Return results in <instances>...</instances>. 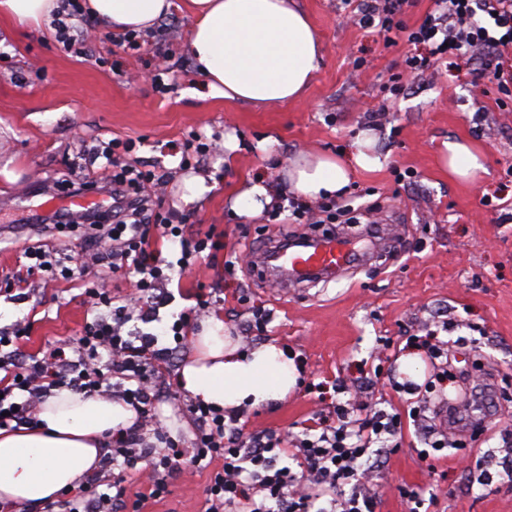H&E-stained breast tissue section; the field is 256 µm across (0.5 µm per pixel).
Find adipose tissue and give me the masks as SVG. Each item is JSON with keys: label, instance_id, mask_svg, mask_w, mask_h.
I'll list each match as a JSON object with an SVG mask.
<instances>
[{"label": "adipose tissue", "instance_id": "obj_1", "mask_svg": "<svg viewBox=\"0 0 512 512\" xmlns=\"http://www.w3.org/2000/svg\"><path fill=\"white\" fill-rule=\"evenodd\" d=\"M104 26L145 31L167 15L171 0H89ZM61 0H0V14L22 27L50 24ZM194 21L186 49L210 94L263 109L298 100L321 60L318 35L295 0H190ZM371 136L357 137L348 161L305 156L287 172L292 190L315 200L345 192L353 171L380 166ZM196 354L179 381L193 397L228 410L285 400L297 368L278 345L238 352L210 319L194 337ZM123 401L54 391L39 405L34 424L0 430V500L37 506L76 488L94 469L112 430L135 424Z\"/></svg>", "mask_w": 512, "mask_h": 512}]
</instances>
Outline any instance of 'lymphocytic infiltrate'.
Segmentation results:
<instances>
[{"label":"lymphocytic infiltrate","instance_id":"1","mask_svg":"<svg viewBox=\"0 0 512 512\" xmlns=\"http://www.w3.org/2000/svg\"><path fill=\"white\" fill-rule=\"evenodd\" d=\"M408 0H358L359 22L377 27L387 35L399 25L398 17ZM434 9L408 35L409 41L424 46L423 56H410V72L441 65L451 57L480 54L484 76L500 90H512V0H433ZM65 19L55 21L56 38L66 52L77 56L87 50V36L76 24L89 16L86 0H66ZM129 141L111 140L96 149L93 158L111 168L110 177L100 179L101 189L112 199V221L92 223L91 213L67 211L47 216V223L89 222L85 242L91 254L85 268L92 279L80 280L95 316L80 336L54 344L44 356L23 355L19 343L27 333L16 323L0 328V429L12 431L31 424L35 409L52 390L69 388L77 393L108 395L113 381L123 382L122 395L138 416H149L153 401L148 391L159 378L158 365L169 350L157 345L150 334L125 336L121 327L136 315H144L154 302L156 290L168 279L167 272L187 268L205 251L218 248L212 234H190L185 225L160 223L161 177L121 162L122 153L132 151ZM161 238L180 246L177 261L163 257L153 248L149 227ZM23 261L6 274V292L29 288V278L40 274L45 285L57 279L78 280L73 268L54 254L38 247L22 250ZM137 274L136 291L114 305L111 278L120 270ZM115 307L114 317L100 315V308ZM24 392V401H12L14 391ZM198 429L191 454H184L176 441L165 447L144 448L135 428L113 431L101 470L109 472L115 462L150 460L145 481L147 493L129 497L127 487L109 477L93 479L76 494L59 500L60 512H140L145 500L159 501L169 493V479L183 461L200 464L218 461L206 487L205 512H374L375 503L363 484L365 473L357 462L372 445L395 435L401 427L399 415L384 411L356 414L354 405L336 404L333 416L315 418V437L298 439L293 454L297 468L278 466L283 438L276 433H244L237 419L223 410L194 406ZM357 424H350V415Z\"/></svg>","mask_w":512,"mask_h":512}]
</instances>
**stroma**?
Returning a JSON list of instances; mask_svg holds the SVG:
<instances>
[{
    "label": "stroma",
    "instance_id": "obj_1",
    "mask_svg": "<svg viewBox=\"0 0 512 512\" xmlns=\"http://www.w3.org/2000/svg\"><path fill=\"white\" fill-rule=\"evenodd\" d=\"M320 39L322 61L303 99L257 109L210 96L184 44L192 26L185 0L141 36L129 55L105 41L91 24V53H66L49 28H21L0 18V278L16 265L22 246L71 250L79 238L33 226V217L67 208L65 174L90 171L89 153L100 143L133 141L130 157L162 174L166 210L189 214V231L220 238L222 250L197 257L170 281V303L153 320L132 319L122 331L150 333L159 347L174 346L169 327L189 312V333L216 317L232 343L247 351L274 341L302 360L294 392L286 400L239 412L245 432L267 429L301 434L322 404L318 383L336 385L337 402L387 412L406 411V395L394 383H424L433 367L414 355L408 340L435 336L449 354H461L449 373L445 396L472 399L486 414L468 431H448V446L424 460L423 422L405 419L398 445L382 449L369 485L376 512H512V96L497 106L498 92L482 79L483 59L461 58L456 68L426 71L387 87L405 73V60L420 48L408 31L424 21L432 0H410L404 29L388 45L376 29L349 22L344 0H297ZM165 61L164 88L147 75ZM377 136L379 168L357 171L341 203L361 215L335 226L333 238L371 244L368 261L332 279L277 293L268 272L227 267L233 252L260 251L284 234L304 235L286 224L277 206L249 216L230 201L260 180L288 193L290 163L303 155L339 156L362 131ZM234 137L235 150L185 164L181 147L191 132ZM465 140L485 157L487 172L474 184L455 180L444 163L445 145ZM200 176L206 192L184 202V180ZM29 298L0 295V326L30 322L29 354L77 336L93 314L76 283L43 289L32 278ZM210 303L196 304L198 289ZM195 399L164 393L154 413L170 436L189 446L198 424ZM210 470L186 466L170 480L166 499L142 512H202ZM417 494L407 501L406 492Z\"/></svg>",
    "mask_w": 512,
    "mask_h": 512
}]
</instances>
